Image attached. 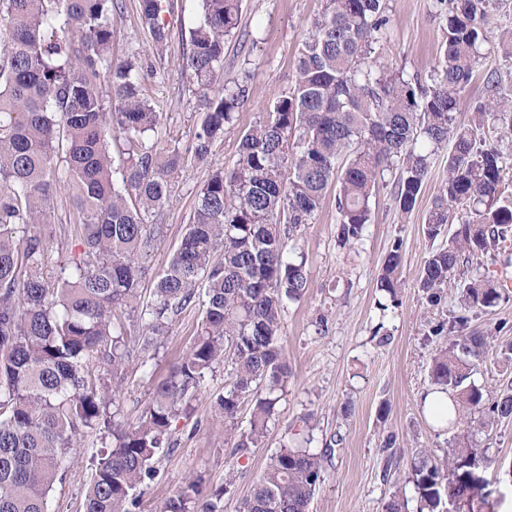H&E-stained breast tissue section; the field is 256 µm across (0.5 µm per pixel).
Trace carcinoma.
<instances>
[{
	"instance_id": "carcinoma-1",
	"label": "carcinoma",
	"mask_w": 512,
	"mask_h": 512,
	"mask_svg": "<svg viewBox=\"0 0 512 512\" xmlns=\"http://www.w3.org/2000/svg\"><path fill=\"white\" fill-rule=\"evenodd\" d=\"M201 13L182 67L200 92L204 116L192 144L159 145L160 123L145 93L146 73L135 57L112 59L114 0H0V512H47V496L63 479L77 439L92 433L111 447L93 461L84 512H138L141 486L156 474V458L175 446L173 421L189 419L191 399L206 377L225 366L229 388L214 399L233 438L232 457L258 448L287 384L281 347L288 304L310 288L304 255L288 247L313 223L336 183V241L363 239L370 200L385 174L398 168L393 195L402 213L414 210L444 145L446 177L427 213L435 240L454 224L448 244L424 261L419 288L437 306L462 263L480 264L512 245V194L504 171L512 154L487 142L491 124L508 121L512 87L497 71L485 77V97L457 122L463 94L485 58L496 0H437L447 14L441 59L427 76L378 64L389 17L387 0H322L296 59V83L270 110L238 131L237 157L211 172L196 196L179 246L140 309V350L156 348L173 321L202 302L197 336L154 388L142 421L119 429L109 412L108 384L94 363L121 379L127 357L121 313L137 298L140 256L163 233L151 223L166 204L185 155L205 165L214 142L236 128L248 86L224 75V43L237 32L241 0H199ZM170 0H141L140 25L158 55L168 39ZM106 76L110 98L103 97ZM122 138V171L112 164L110 139ZM73 207L70 234L79 251L49 269L42 227L52 223L58 189ZM399 245L388 253L378 288L396 296ZM465 314L432 333H448V348L431 377L450 397L458 433L438 462L418 452L413 482L419 512H462L487 505L494 460L469 443L473 414L512 417V392L466 383L490 346L468 332L469 312L503 298V281L460 280ZM205 290L199 300L198 290ZM254 401L249 427L238 429L240 405ZM270 457L242 512H309L328 454L310 450V417H300ZM235 464L201 512H221L234 487ZM200 494L189 483L161 512H192Z\"/></svg>"
}]
</instances>
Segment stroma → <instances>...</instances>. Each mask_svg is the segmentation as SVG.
Masks as SVG:
<instances>
[{"label": "stroma", "instance_id": "1", "mask_svg": "<svg viewBox=\"0 0 512 512\" xmlns=\"http://www.w3.org/2000/svg\"><path fill=\"white\" fill-rule=\"evenodd\" d=\"M112 18V57H136L148 72L146 88L161 123L154 137L160 143L189 147L201 121L196 84L182 67L190 49V31L198 18L196 0H174L167 17L170 38L164 54H157L139 19V0H117ZM389 24L380 50L381 62L408 74L428 73L438 64L443 18L435 0H387ZM321 0H243L241 24L224 45V71L249 73L252 90L240 109L239 124L248 126L267 112L271 103L295 82V60L308 37ZM238 138L228 133L211 148L208 166L187 161L173 182L168 204L158 218L164 235L143 255L146 276L138 304L152 296L156 277L173 255L193 212L196 193L210 170L230 167L236 159ZM447 149L434 155L412 215L401 213L391 183L376 187L371 198L370 222L354 249L336 242L335 189H328L313 224L299 233L296 244L307 258L310 288L306 297L289 304L281 339L289 374L284 396L276 407L261 447L240 458L231 492L222 501L223 512H240L242 503L265 469L270 455L297 429L301 415L314 416L311 450L330 449L324 477L310 512H383L392 495H399L405 512H418L411 463L419 449L435 458L446 455L451 430L432 424L422 398L432 387L433 360L448 345L447 336H434L435 322L460 315L455 286L443 291L439 306H429L419 287L425 258L437 243L425 233V217L446 176ZM71 201L58 193L52 205V265L68 261L78 243L65 235L62 224ZM399 246L401 262L398 301L380 309L384 296L377 279L392 246ZM326 317L325 333L315 322ZM201 318L198 308L183 312L160 340L158 354L143 366L137 348H130L124 379L112 407L123 426L136 425L149 404L153 387L163 380L191 346ZM471 329L489 336L491 347L477 367L476 384L492 391L512 387V362L499 349L512 342V293L495 308L471 314ZM229 379L224 369L207 376L191 404L192 421L173 422L178 445L155 462L157 473L142 488L140 512H159L178 494L186 480L201 475L206 489L223 485L232 443L212 406ZM394 450H386V437ZM497 463L487 472L504 500L498 512H512V418L479 428L470 439ZM97 449L88 435L71 450L61 483L47 499L48 512H83L85 490L92 478L90 456Z\"/></svg>", "mask_w": 512, "mask_h": 512}]
</instances>
